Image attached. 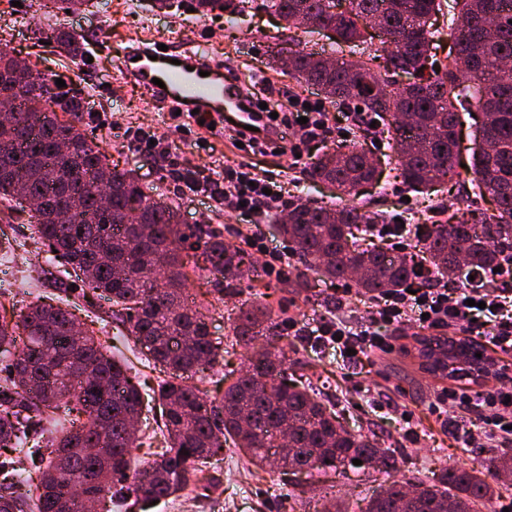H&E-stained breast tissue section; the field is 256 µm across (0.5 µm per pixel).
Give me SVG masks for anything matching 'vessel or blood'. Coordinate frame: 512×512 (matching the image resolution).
Wrapping results in <instances>:
<instances>
[{
    "label": "vessel or blood",
    "mask_w": 512,
    "mask_h": 512,
    "mask_svg": "<svg viewBox=\"0 0 512 512\" xmlns=\"http://www.w3.org/2000/svg\"><path fill=\"white\" fill-rule=\"evenodd\" d=\"M118 68L149 97L184 112L197 111L202 118L223 114L243 127L251 124L258 110L256 103L246 100L242 83L231 79L233 64L201 49L163 51L158 40L143 35L121 52Z\"/></svg>",
    "instance_id": "vessel-or-blood-1"
}]
</instances>
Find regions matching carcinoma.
Masks as SVG:
<instances>
[{
    "label": "carcinoma",
    "mask_w": 512,
    "mask_h": 512,
    "mask_svg": "<svg viewBox=\"0 0 512 512\" xmlns=\"http://www.w3.org/2000/svg\"><path fill=\"white\" fill-rule=\"evenodd\" d=\"M245 3L191 0L202 16L222 7L239 14ZM264 4L282 28H300L297 17L303 14L312 21L304 32L330 28L337 45L367 43L368 31L357 23L361 16H375L387 27L392 47L380 49L386 70L415 75L397 88L370 74L372 56L339 62L323 52L296 50L275 65L331 102L379 117L390 108L411 114L409 130L387 127L408 189L427 194L453 179L461 114H482L473 135L471 184L493 201V212L470 219L453 212L443 222L421 226L423 263L366 247L359 230L386 217L357 203L376 169L369 149L355 140L307 169L309 180L334 186L345 204L298 201L288 208V222L278 225L306 268L346 284L350 269L363 267L355 284L375 296L408 287L422 267L439 276L461 258L469 274L483 275L512 257V0H336L334 11L325 0ZM444 6L452 47L438 73L428 64L433 18ZM47 41L67 55L82 51L72 34L53 30ZM37 76L0 49V99L17 110L16 127L0 125V199H40L31 208L32 234L53 258L78 272L84 286L109 297L112 316L129 324V335L168 374L158 402L169 447L130 470L131 449L137 447L131 426L141 418L144 401L128 365L105 354L93 335L74 334L75 320L66 309L33 304L17 319L0 322V357L10 361L0 385V512H89L86 500L76 497L79 485L95 499L113 498L123 506L133 494L165 499L212 483L207 460L228 446L255 465L275 456L285 480L335 473L354 459L386 474L395 469V458L375 437L344 429L311 385L288 380L275 350L249 352L247 368L217 404L187 383V375L216 362L219 348L207 317L184 302L181 246L193 237L203 243L221 296L249 271L224 245L221 232L190 229L175 204L145 191L134 170L109 164L82 131L89 111L83 89ZM277 329L269 303L255 299L239 309L234 342L246 346L260 333L277 335ZM14 454L30 456L32 467L14 468ZM407 487L392 482L365 512H475L477 506L494 512L495 490L473 468L451 466L434 482H418L419 495L404 509Z\"/></svg>",
    "instance_id": "obj_1"
}]
</instances>
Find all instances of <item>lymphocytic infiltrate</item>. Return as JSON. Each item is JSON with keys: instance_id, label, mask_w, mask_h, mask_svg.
<instances>
[{"instance_id": "lymphocytic-infiltrate-1", "label": "lymphocytic infiltrate", "mask_w": 512, "mask_h": 512, "mask_svg": "<svg viewBox=\"0 0 512 512\" xmlns=\"http://www.w3.org/2000/svg\"><path fill=\"white\" fill-rule=\"evenodd\" d=\"M278 125L298 129L299 135L291 146L292 154H307L311 143L326 141L347 132L346 124L330 126L324 109L308 108L306 101L288 97L273 107ZM307 112L308 121L298 124L300 112ZM286 199L272 181L246 164H238L224 170V206L240 211L249 223L241 236L245 244L260 254L267 271H275L285 265L287 255L268 250L258 231L271 212L282 211ZM498 298L482 289L463 286L448 291L446 286L420 288L416 293L400 290L387 294L378 305V315L389 324L414 322L419 328L437 329L464 325L467 332H485L502 351H512V317L501 315ZM319 341L340 340L342 346L359 352L382 350L387 346L385 337L369 335L368 331H352L344 320L329 321L317 330ZM435 414L457 412L474 415L484 424V438L512 445V378L503 377L485 392H474L465 387L443 388L435 392L432 402Z\"/></svg>"}]
</instances>
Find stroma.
<instances>
[{"label":"stroma","instance_id":"obj_1","mask_svg":"<svg viewBox=\"0 0 512 512\" xmlns=\"http://www.w3.org/2000/svg\"><path fill=\"white\" fill-rule=\"evenodd\" d=\"M45 2L20 0L15 7L11 0H0V45L20 57L37 58L43 72L85 87L91 110L84 115L83 127L90 139L105 148L110 164L134 169L145 186L169 196L178 205L182 222L191 228L222 232L225 244L240 251L246 267L256 271V286L265 288L267 300L279 317L278 332L286 342L289 376L303 377L318 388L345 429L374 435L397 461L395 470L387 474L350 471L320 482L302 478L292 485L280 481L274 466L258 469L248 465L245 453L228 451L210 460L208 470L216 480L208 489H196L180 499L138 505L133 512H308L312 503L363 512L368 500L383 492L389 482L434 480L444 468L455 464L477 468L499 493L498 512H512V486L504 485L490 463L494 449L466 452L459 446L460 438L480 432V423L467 420L447 424L431 410V394L439 382L421 371L407 352L422 336V329L409 325L399 330L384 324L371 295L359 292L354 285L339 287L307 272L296 256H289L282 275L268 273L261 266V256L236 236L242 216L225 210L223 201L215 199L212 191L176 184L165 162L139 147L143 133L149 132L165 140L170 151L196 175L220 181L225 165L245 162L284 185L290 199L332 205L337 201L334 189L306 176L308 162L326 151V144L311 148L305 163L299 165L293 164L286 152L247 154L233 147L224 131L203 134L187 114H176L167 103L150 100L137 84L114 75L120 52L138 35L148 34L179 48L198 37L212 54L235 62L240 71L255 72L257 78L272 80L278 88L316 100L319 91L297 86L291 78L273 71L269 63L284 49L329 48L326 34L296 30L283 35L277 17L263 11L201 17L186 6L152 12L144 9L142 0H93L89 10L69 14L59 8L47 11ZM48 28L81 36L82 54L71 58L49 46L38 47V30ZM387 142L388 135L382 129L366 140L382 163L379 180L367 185L362 195L368 210L407 224H432L470 189V182L463 181L449 192L424 197L408 194L397 165L388 160ZM0 232L9 238L16 258L13 266H0V306L20 311L39 298L60 301L82 328L94 331L108 351L129 361L134 381L148 404V413L137 426L141 445L134 451L131 465L136 468L153 460L164 445L154 399L162 373L154 369L145 350L135 346L126 325L113 317L106 297L83 299L72 278H58L62 266L33 239L27 214L0 222ZM182 257L189 272L186 292L207 315L210 336L224 349L222 363L189 376L188 381L199 386L208 400L217 402L226 382L234 381L245 366V348L231 344L232 327L253 288L243 283L224 297H216L212 291L215 276L208 270L201 249L186 247ZM340 302L352 326L392 337L394 351L381 356L368 352L350 356L340 346L289 332L292 322L312 326L333 318ZM405 412L411 414V424H404L401 415Z\"/></svg>","mask_w":512,"mask_h":512}]
</instances>
